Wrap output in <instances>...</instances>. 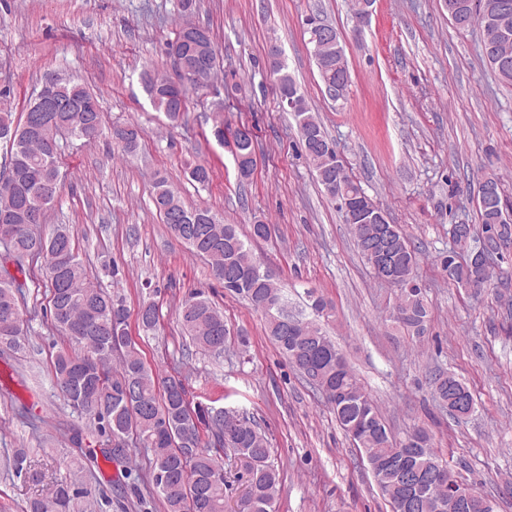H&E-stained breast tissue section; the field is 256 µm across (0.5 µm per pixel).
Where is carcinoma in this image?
<instances>
[{"label":"carcinoma","mask_w":512,"mask_h":512,"mask_svg":"<svg viewBox=\"0 0 512 512\" xmlns=\"http://www.w3.org/2000/svg\"><path fill=\"white\" fill-rule=\"evenodd\" d=\"M494 1L508 4L505 15L512 25V0H444V4L451 23L464 31L476 24L486 28L490 19L487 4ZM184 2L180 0L182 22L168 43V50H176L182 58L185 74L178 73L174 78L161 75L155 81L141 79L150 102L171 124L183 118L190 93L200 90L202 82L214 81L220 71L214 35H209L204 44L197 41ZM312 52L321 84L351 80L336 29L313 44ZM481 52L498 79L512 86V44L504 52L484 40ZM268 58L282 94L294 100L292 112L302 148L318 182L324 187L339 177L346 196L362 192L336 157V146L288 73L281 50ZM55 96L61 111L45 112L37 120L27 117L25 111L17 119L11 111L0 112V142L7 144L4 166L14 171L11 203H0V235L9 224L26 223L30 208L37 209L40 220H45L47 210L58 198L62 137L86 139L101 131L100 102L85 84L68 78L55 86ZM115 136L123 154L137 153L140 135L135 127L118 130ZM186 175L193 186L202 190L212 181L211 168L201 162L189 165ZM489 187L494 189V197L477 206L478 225L465 224L461 230L462 236L475 246L484 240L497 252L512 245V215L503 202L498 179L489 177L479 182L477 197H483ZM152 188L154 207L174 236L191 253L209 261L224 290L264 317L269 341L325 399L339 426L366 461L386 501L392 505L412 495L416 512H455L448 507L449 481L455 477L434 448L433 436L415 428L396 438L345 355H336L338 348L320 324L333 316L332 304L320 294L308 293L313 318L301 319L294 328L282 321L281 314L263 311L265 301L285 297L284 286L262 269L249 245L251 241L268 239L271 225L258 219L243 236L237 225L224 223L210 208L185 206L180 194L158 171L153 175ZM391 229L389 247L400 270L392 318L408 335L421 338L427 332L432 311L416 281L420 255L398 225H391ZM350 230L359 254L368 265H374L371 247L376 245L380 225L352 224ZM11 247L45 257L50 318L71 343L69 349L52 358L56 386L74 408L92 418L91 435L106 438L100 448L88 451V460L95 464L101 455L109 462H127L126 438L135 436L152 452L150 482L165 512H225L224 464L219 453L229 451L247 468L248 490L241 500L240 512H274L282 479L265 431L235 409L192 406L182 379L145 363L130 336L125 301L108 295L91 281L69 228L58 224L47 233L28 228ZM492 267L489 261L472 264L450 257L444 270L449 283L471 288L478 294L492 286ZM20 288L22 284L15 276L6 270L0 272V344L16 350L24 345L28 330L17 297ZM179 315L184 333L196 348L215 356L224 353L229 329L223 313L205 291L196 290L183 299ZM159 320L156 305L139 307L137 322L142 331L155 330ZM115 356L118 366L114 368ZM431 387L441 406L448 407V373L434 374ZM203 428L207 432L205 438L201 435ZM395 453L429 483L419 488L404 484L398 470L387 465V459ZM79 495L75 481L61 480L51 497L30 500L28 512H71Z\"/></svg>","instance_id":"cac0c4a2"}]
</instances>
